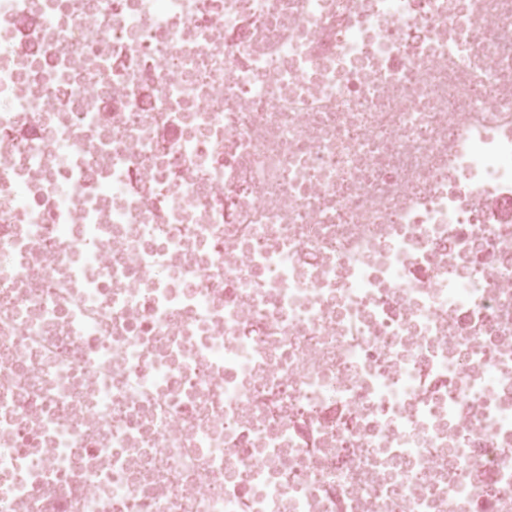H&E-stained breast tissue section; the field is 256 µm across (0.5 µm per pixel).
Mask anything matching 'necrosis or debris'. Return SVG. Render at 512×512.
I'll return each instance as SVG.
<instances>
[{
	"label": "necrosis or debris",
	"mask_w": 512,
	"mask_h": 512,
	"mask_svg": "<svg viewBox=\"0 0 512 512\" xmlns=\"http://www.w3.org/2000/svg\"><path fill=\"white\" fill-rule=\"evenodd\" d=\"M0 512H512V0H0Z\"/></svg>",
	"instance_id": "necrosis-or-debris-1"
}]
</instances>
